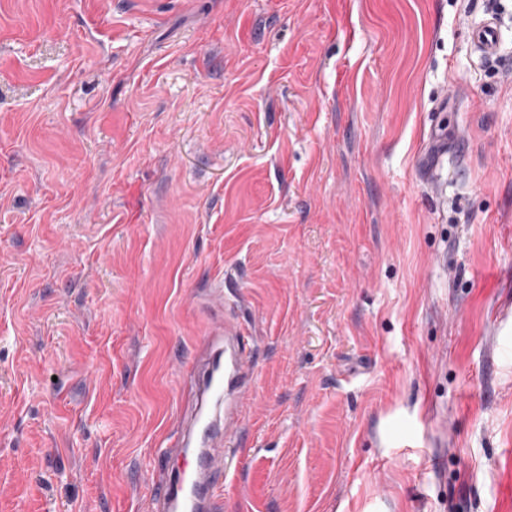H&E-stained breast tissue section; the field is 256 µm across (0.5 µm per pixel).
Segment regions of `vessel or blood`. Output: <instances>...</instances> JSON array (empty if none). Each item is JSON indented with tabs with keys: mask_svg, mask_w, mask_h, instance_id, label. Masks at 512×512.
Returning a JSON list of instances; mask_svg holds the SVG:
<instances>
[{
	"mask_svg": "<svg viewBox=\"0 0 512 512\" xmlns=\"http://www.w3.org/2000/svg\"><path fill=\"white\" fill-rule=\"evenodd\" d=\"M472 40L482 55L496 56L501 40L496 19L481 20ZM204 349L203 364L190 376L195 408L160 451L168 468L153 484L151 512H216L230 469L227 442L240 434L244 404L257 392L254 347L232 318H225L223 328L210 329Z\"/></svg>",
	"mask_w": 512,
	"mask_h": 512,
	"instance_id": "obj_1",
	"label": "vessel or blood"
}]
</instances>
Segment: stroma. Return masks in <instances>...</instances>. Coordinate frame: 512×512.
<instances>
[{"instance_id":"stroma-1","label":"stroma","mask_w":512,"mask_h":512,"mask_svg":"<svg viewBox=\"0 0 512 512\" xmlns=\"http://www.w3.org/2000/svg\"><path fill=\"white\" fill-rule=\"evenodd\" d=\"M228 303L220 512H512V0H0V512H147ZM472 40L478 51L485 57L498 55L501 33L494 17L481 20L472 32Z\"/></svg>"}]
</instances>
